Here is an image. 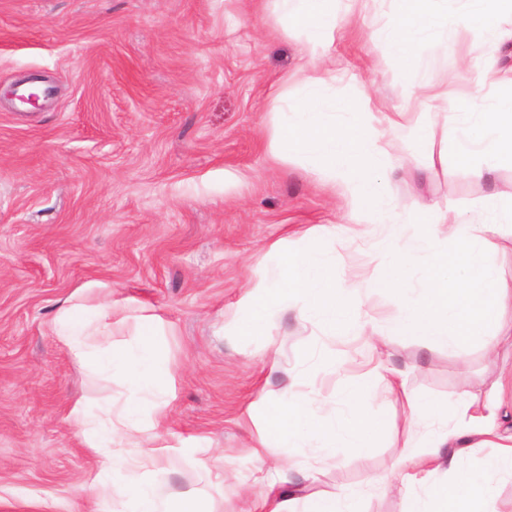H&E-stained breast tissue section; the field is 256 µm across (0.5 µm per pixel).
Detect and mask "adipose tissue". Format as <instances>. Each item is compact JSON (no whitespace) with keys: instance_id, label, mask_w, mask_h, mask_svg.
<instances>
[{"instance_id":"ef3b65f1","label":"adipose tissue","mask_w":512,"mask_h":512,"mask_svg":"<svg viewBox=\"0 0 512 512\" xmlns=\"http://www.w3.org/2000/svg\"><path fill=\"white\" fill-rule=\"evenodd\" d=\"M277 10L294 12L308 36L307 59L319 56L335 38L341 18L329 9L328 0H275ZM400 7L386 34L391 52L405 65L424 40L450 38L458 28L494 32L499 28L498 9L504 0H463L459 10L439 11L435 0H398ZM481 82L498 91L494 106L473 95L454 125L457 158L475 178H483L498 162L512 160V74L489 70L479 73ZM369 100L348 99L335 111L325 109L317 89L295 105V118L279 123L273 133L277 156L296 154L321 179L339 186L353 223L367 227L375 241L377 257L385 269L375 290L399 296L396 314L384 320L383 335L416 332L428 345L455 346L483 338L486 350L512 341V284L490 262L484 249L488 239L512 240V210L488 207L478 223L459 221L450 211H429L420 205L403 216L390 205L389 185L383 171L394 154L408 144L429 143L433 127L423 112H396L385 127L374 124ZM484 154L483 166H471L474 155ZM452 241L457 251L445 250ZM302 305V315L332 336H347L374 317L365 311L351 279H337L323 255L298 250L281 253L278 265L252 282L243 296L240 316L231 328L246 335L251 324L273 321L288 301ZM155 324L139 323L137 343L122 353L112 348V327L94 322L89 309L74 305L56 319L54 331L78 365L98 373L126 377L129 392L120 419L111 406L92 410L87 401L73 403L69 418L86 447L97 453L95 470L88 482L102 512H112L111 488L133 487L131 512H170L151 482L134 478L131 449L142 440L159 439L167 419V394L173 387L154 346ZM384 379L380 369L364 373L344 390L346 412L317 415L306 394L289 395L265 403L261 436L292 448H318L337 453L346 448L366 449L379 433L369 415L366 391ZM500 407V386L492 384L484 401L460 397L450 421L430 436L426 446L405 441L399 457L403 472L432 473L446 470V482L416 494L403 481L408 512H497L493 481L512 477V437L495 436ZM493 443L480 471L464 467L463 458L472 443ZM359 493L342 488L336 494L314 493L268 504V512H359Z\"/></svg>"}]
</instances>
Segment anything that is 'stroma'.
I'll list each match as a JSON object with an SVG mask.
<instances>
[{"instance_id": "1", "label": "stroma", "mask_w": 512, "mask_h": 512, "mask_svg": "<svg viewBox=\"0 0 512 512\" xmlns=\"http://www.w3.org/2000/svg\"><path fill=\"white\" fill-rule=\"evenodd\" d=\"M347 22L323 56L301 70L303 33L272 0H0V512H94L83 487L96 456L68 413L85 397L120 414L128 384L75 364L52 331L76 302L111 305L115 350L134 324L157 319L156 345L174 386L163 443L134 449L138 477L188 512H245L279 498L363 489L360 512H405L396 461L406 438L402 402L381 398L373 448L311 458L260 446L259 398L308 394L335 406L379 358L407 392L455 407L484 398L490 376L512 371V345L431 347L418 336L332 337L298 305L247 336L226 334L249 282L279 261L273 243L327 254L340 278L390 316L398 298L373 291V241L350 229L349 208L297 157L273 152L279 98L326 73L325 100L381 99L399 111L431 81L449 107L430 111L431 144L397 156L391 204L424 202L475 219L489 203L512 206V163L484 180L457 163L449 114L476 92L479 67L512 68V40L460 30L431 39L410 66L385 33L397 0H336ZM38 106L21 104L22 80ZM314 224L335 238H303ZM343 354L334 369L328 359ZM377 484H367L368 476Z\"/></svg>"}]
</instances>
